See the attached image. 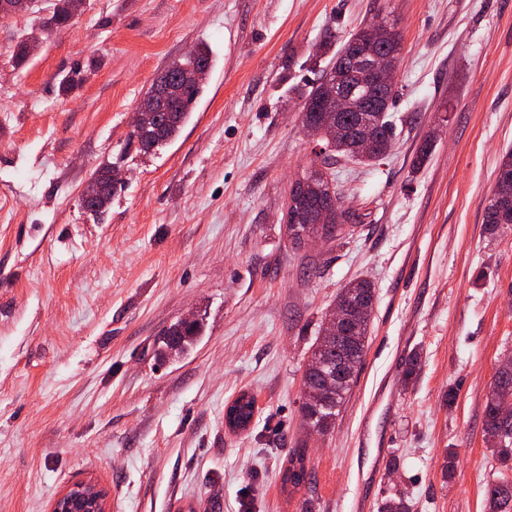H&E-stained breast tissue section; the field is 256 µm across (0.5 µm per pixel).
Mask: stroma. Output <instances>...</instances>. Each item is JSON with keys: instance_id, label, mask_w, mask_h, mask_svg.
<instances>
[{"instance_id": "35a3bbf8", "label": "stroma", "mask_w": 512, "mask_h": 512, "mask_svg": "<svg viewBox=\"0 0 512 512\" xmlns=\"http://www.w3.org/2000/svg\"><path fill=\"white\" fill-rule=\"evenodd\" d=\"M53 7L0 18V512H50L87 479L110 512H378L390 497L486 512L500 469L485 403L512 357V226L484 222L512 148V0H87L15 63ZM379 18L401 35L394 144L335 163L355 219L295 245L291 186L328 157L301 116L320 46ZM198 44L213 66L190 121L139 154L133 112ZM105 167L124 178L95 215L79 198ZM360 279L374 300L359 375L334 428L310 435V349ZM191 313L201 340L159 362L157 338ZM244 389L254 420L228 431ZM298 451L312 478L283 487Z\"/></svg>"}]
</instances>
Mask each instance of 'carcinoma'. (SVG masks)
<instances>
[{
  "label": "carcinoma",
  "instance_id": "1",
  "mask_svg": "<svg viewBox=\"0 0 512 512\" xmlns=\"http://www.w3.org/2000/svg\"><path fill=\"white\" fill-rule=\"evenodd\" d=\"M85 0H55L52 15L38 22L27 38L22 40L14 55L16 63L27 58L30 43L39 41L51 31H60L70 26L71 20L82 10ZM363 41L359 48L364 49L367 36L359 30L335 52L333 67L326 72L331 76L339 64L344 51L357 41ZM212 69V58L207 46L201 44L195 55L172 61L155 79L154 83L170 82L172 90L167 102L161 107L147 109L143 124L132 132L131 139L138 144V150L151 154L158 148L179 137L184 125L192 115L194 105L207 84ZM322 85L313 87L305 96L302 105L303 124L308 130L316 131V136L326 142L329 151L338 158H355L364 164L382 160L392 145V127L388 112L393 95H388L383 106L370 115L379 129V142L368 153L355 148V141L344 136H328L319 123L316 109L320 105ZM305 185L295 195L296 212L288 218L287 230L296 243L317 231L333 238L343 230L336 223L319 227L315 223L317 213L324 207H341L340 193L334 180L325 181L314 170L304 178ZM485 223L496 229L512 226V151H507L500 160L495 186L486 208ZM374 291L366 280L354 281L342 288L336 295L335 309L349 313L352 302L364 308V318L359 322L349 321L340 336L334 338L321 330L316 338L311 356L303 374L305 403L302 418L308 430L328 432L335 423L346 396L355 384L365 351L371 320ZM203 323L195 322L186 326L176 322L158 338V354L163 359H176L189 354L197 345ZM485 438L493 454L507 469L512 465V367L498 370L485 404ZM283 480L292 486H299L311 479L307 471L304 455L295 453L288 460ZM503 483L494 482L486 488L488 512H512V492L502 490Z\"/></svg>",
  "mask_w": 512,
  "mask_h": 512
}]
</instances>
